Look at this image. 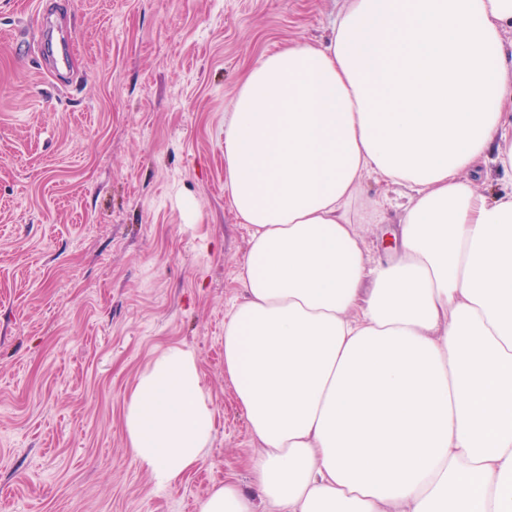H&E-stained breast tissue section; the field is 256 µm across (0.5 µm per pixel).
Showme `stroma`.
I'll use <instances>...</instances> for the list:
<instances>
[{
    "mask_svg": "<svg viewBox=\"0 0 512 512\" xmlns=\"http://www.w3.org/2000/svg\"><path fill=\"white\" fill-rule=\"evenodd\" d=\"M73 74L45 70L39 0H0V512H199L259 453L224 376L248 246L224 124L263 56L321 43L348 0H65ZM394 187L365 178L367 256ZM195 350L215 411L202 460L159 488L123 407L164 348Z\"/></svg>",
    "mask_w": 512,
    "mask_h": 512,
    "instance_id": "1",
    "label": "stroma"
}]
</instances>
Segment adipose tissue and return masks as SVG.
Returning <instances> with one entry per match:
<instances>
[{
	"mask_svg": "<svg viewBox=\"0 0 512 512\" xmlns=\"http://www.w3.org/2000/svg\"><path fill=\"white\" fill-rule=\"evenodd\" d=\"M512 0H349L248 72L224 126L249 231L224 374L259 454L200 512H512ZM495 165V188L472 173ZM398 186L372 264L354 204ZM195 352L138 375L123 427L157 487L211 442Z\"/></svg>",
	"mask_w": 512,
	"mask_h": 512,
	"instance_id": "adipose-tissue-1",
	"label": "adipose tissue"
}]
</instances>
